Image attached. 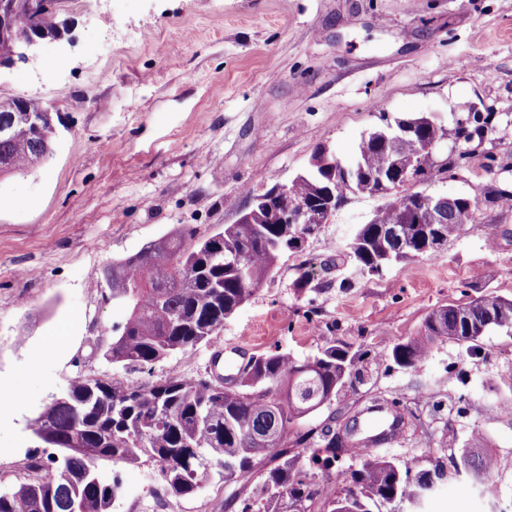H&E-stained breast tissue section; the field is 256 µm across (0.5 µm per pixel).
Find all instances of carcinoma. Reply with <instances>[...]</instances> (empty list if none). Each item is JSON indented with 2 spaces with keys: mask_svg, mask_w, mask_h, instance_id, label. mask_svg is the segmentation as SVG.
<instances>
[{
  "mask_svg": "<svg viewBox=\"0 0 512 512\" xmlns=\"http://www.w3.org/2000/svg\"><path fill=\"white\" fill-rule=\"evenodd\" d=\"M58 11L45 9L35 19L19 18L23 29L35 28L48 37L62 34ZM48 102L40 97H1L0 120L11 125L0 139V176L32 171L52 154L56 124ZM393 133L384 142L374 129L362 137L356 158L389 157L407 167L421 161L419 182L436 177L439 164L420 155L423 142L450 130L434 128L413 116L386 122ZM350 194L378 196L371 172L360 169L346 179L336 172V200ZM317 196L313 179L288 182V202H308ZM423 193L401 184L362 225L347 247V257L369 274L405 259L431 256L428 238L441 244L477 229V199L464 218L448 215L433 223L434 208L421 202ZM284 207L273 204L244 224H226L210 236L212 246L195 240V232L179 228L148 243L136 255L113 261L104 269L112 302L126 310L124 323L112 327L105 357L124 368L150 370L164 358L210 341L224 320L246 303L291 251V241L310 229L308 224H284ZM471 326L462 318L464 305L441 306L425 318L421 331L393 344L390 355L400 367H418L437 342L448 340L474 349L483 337L477 326L493 316L488 328L512 334V300L487 293L469 303ZM355 355L329 338L319 352L303 360L279 348L251 357L227 381L168 376L135 387L103 381L81 372L64 391L67 403L44 409L30 423L38 448L27 457L28 467L45 471L33 483L0 490V512H112L120 490L118 480L102 479L103 462L134 465L146 457L155 462L166 493L179 498L196 494L212 474L226 482L260 478L256 491L226 504L236 512H268L262 501H278L286 512H309L322 502L326 512H373L372 507L399 498L409 503L427 500L435 488L427 485L433 471L411 475L372 448H356L358 468L350 483L333 492L310 478L308 469L328 473L339 466L336 428L306 424V418L331 404L352 377ZM485 436L472 431L452 467L458 477L480 485L495 483Z\"/></svg>",
  "mask_w": 512,
  "mask_h": 512,
  "instance_id": "1",
  "label": "carcinoma"
}]
</instances>
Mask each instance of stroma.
Listing matches in <instances>:
<instances>
[{
    "mask_svg": "<svg viewBox=\"0 0 512 512\" xmlns=\"http://www.w3.org/2000/svg\"><path fill=\"white\" fill-rule=\"evenodd\" d=\"M102 9L110 26L70 2L58 15L61 44L0 66V96L54 102L61 121L50 159L0 177V487L36 481L25 467L36 447L28 424L76 372L130 386L209 379L215 353L231 374L273 347L305 358L333 337L355 353V375L312 424H361L365 407L400 399L413 430L379 451L416 471L451 466L479 429L498 461L497 499L451 475L424 512H512V418L490 410L512 401V336L489 331L474 351L437 344L416 369L389 354L432 310L489 292L512 299V0H103ZM473 111L483 136L422 190L476 198V230L370 275L345 253L380 200L348 196L208 343L149 373L105 358L125 319L102 280L112 260L182 226L208 238L253 195L302 172L316 146L352 160L382 118L435 113L451 129ZM306 271L312 282L297 290ZM100 469L122 484L113 512H212L242 493L215 477L159 506L150 460Z\"/></svg>",
    "mask_w": 512,
    "mask_h": 512,
    "instance_id": "obj_1",
    "label": "stroma"
}]
</instances>
